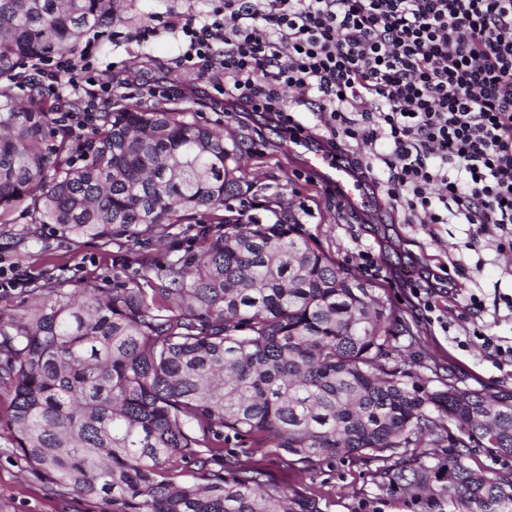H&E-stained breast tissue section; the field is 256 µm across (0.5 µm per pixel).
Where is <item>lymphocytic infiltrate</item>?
Wrapping results in <instances>:
<instances>
[{"mask_svg": "<svg viewBox=\"0 0 512 512\" xmlns=\"http://www.w3.org/2000/svg\"><path fill=\"white\" fill-rule=\"evenodd\" d=\"M181 34L179 64L224 88L228 112H266L289 139L304 126L287 90L323 112L359 178L382 184L419 224H470L512 249V0H224L162 27ZM88 125L112 94L89 58L40 72Z\"/></svg>", "mask_w": 512, "mask_h": 512, "instance_id": "obj_1", "label": "lymphocytic infiltrate"}]
</instances>
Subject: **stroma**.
Segmentation results:
<instances>
[{"mask_svg": "<svg viewBox=\"0 0 512 512\" xmlns=\"http://www.w3.org/2000/svg\"><path fill=\"white\" fill-rule=\"evenodd\" d=\"M221 0H135L129 18L114 23L110 32H89L78 50L90 55L101 75L127 70L137 84L116 87L115 96L139 98L143 83H160L164 98L182 108L188 118L203 125H221L225 141L244 144L239 158L240 188L226 199L222 216L249 222L271 219L270 209L282 204L300 220L306 234L395 310L386 327L399 347L395 365L431 380L452 374L469 389L512 388V366L499 364L482 349L474 329L512 338V321L475 318L466 307L470 294L492 301L495 289L512 290V250L497 252L492 241L471 243L465 224L415 223L396 207L384 189L363 180L360 206L339 198L318 174L302 168L284 152V135L263 112H216L208 100L182 97L183 88L201 85L197 72L178 66L180 40L161 32L142 43L136 31L151 18H187L211 10ZM13 224L0 227V272L39 283L92 281L111 286L115 276L134 273L140 259H174L177 250L199 249L195 232L175 226L151 241L134 245L125 240L101 246L85 237L63 240L51 230L26 235L28 219L13 215ZM374 254L377 271L366 270L360 250ZM435 288L433 311H425L414 296L415 281ZM227 449L248 465L267 470L287 492L318 496L323 512H415L410 498L382 492L372 475L381 457L338 459L331 464L282 462L273 448H258L232 437ZM0 512H99L98 504L70 493H49L40 478L0 438Z\"/></svg>", "mask_w": 512, "mask_h": 512, "instance_id": "obj_1", "label": "stroma"}]
</instances>
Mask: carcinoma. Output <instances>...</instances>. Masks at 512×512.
<instances>
[{
	"label": "carcinoma",
	"instance_id": "1",
	"mask_svg": "<svg viewBox=\"0 0 512 512\" xmlns=\"http://www.w3.org/2000/svg\"><path fill=\"white\" fill-rule=\"evenodd\" d=\"M117 0H0V224L30 223L106 247L217 211L237 190L240 144L181 109L108 101L74 134L20 70L91 29ZM201 248L145 260L110 288L29 289L0 310V429L56 494L100 512H322L224 452L226 435L275 448L288 464L397 453L459 433L379 470L375 484L421 512H512V477L470 463V448L512 457V390L429 389L389 365L391 307L302 225L202 226Z\"/></svg>",
	"mask_w": 512,
	"mask_h": 512
}]
</instances>
